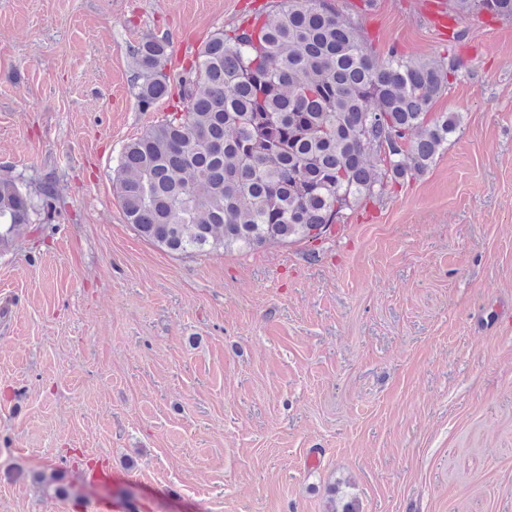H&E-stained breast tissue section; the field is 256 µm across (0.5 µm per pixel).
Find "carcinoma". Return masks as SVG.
<instances>
[{"label": "carcinoma", "instance_id": "carcinoma-1", "mask_svg": "<svg viewBox=\"0 0 512 512\" xmlns=\"http://www.w3.org/2000/svg\"><path fill=\"white\" fill-rule=\"evenodd\" d=\"M448 5L461 17L512 18V0ZM166 55L157 38L132 46L147 105L170 94ZM453 74L436 58L380 59L332 0H280L253 28L215 33L181 80L179 112L125 145L115 175L125 219L181 255L312 244L432 167L461 124L456 112L430 111ZM35 210L0 178L1 252Z\"/></svg>", "mask_w": 512, "mask_h": 512}]
</instances>
